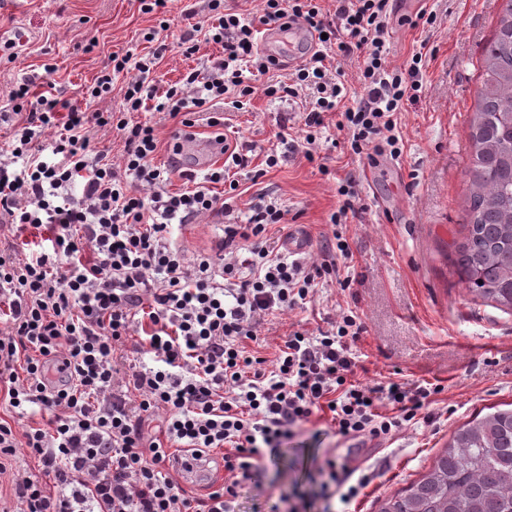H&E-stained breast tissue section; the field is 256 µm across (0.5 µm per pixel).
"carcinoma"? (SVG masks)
Segmentation results:
<instances>
[{"label":"carcinoma","mask_w":512,"mask_h":512,"mask_svg":"<svg viewBox=\"0 0 512 512\" xmlns=\"http://www.w3.org/2000/svg\"><path fill=\"white\" fill-rule=\"evenodd\" d=\"M478 71L456 265L473 297L512 313V0L501 5ZM379 512H512V404L459 426L429 470Z\"/></svg>","instance_id":"obj_1"}]
</instances>
